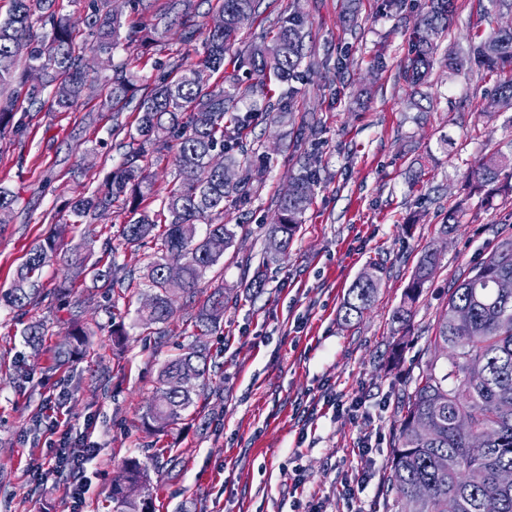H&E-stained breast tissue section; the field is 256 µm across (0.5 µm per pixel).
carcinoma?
Wrapping results in <instances>:
<instances>
[{"mask_svg":"<svg viewBox=\"0 0 512 512\" xmlns=\"http://www.w3.org/2000/svg\"><path fill=\"white\" fill-rule=\"evenodd\" d=\"M261 0H222L218 14L224 27L211 28L205 37V57L197 66L177 65L173 71L142 95L138 135L142 141L123 157L120 168L108 177L105 189L81 194L69 206L64 223L90 224L112 211L119 201L129 204L130 219L120 237L130 248L151 238L157 251L147 264L146 278L153 303L140 314L144 330L166 334L165 324L172 314L167 268L181 269L179 288L193 298L207 271L230 247L237 225L213 223L224 216V201L236 196L243 203L244 188L251 183V170L238 159L245 155L250 115L240 114V104L256 94H265L267 82L275 78L287 82L299 69L319 65L306 47L305 21L298 15L279 21L268 40L240 46L242 30L258 12ZM453 0H429L427 10L415 22L411 51L403 70L413 87L424 84L433 69L441 42L448 35ZM83 37L58 10L57 0H10L8 13L0 16V86L15 85L25 90L29 102L45 103L62 112L72 108L87 89L84 55L95 53L106 66L121 44L122 14L112 10L111 0H88ZM230 59L233 69L224 67ZM448 69L460 71L464 64L489 74L512 72V26L488 34H475L467 49L443 56ZM39 68L43 82L29 85V74ZM213 73L222 74L224 85L208 84ZM67 86L64 95H54L57 84ZM129 83L118 78L104 91L102 105L121 112L127 101ZM14 96L0 94V137L20 132L14 121ZM174 139L175 179L159 198L157 208L144 204L154 193L153 182L142 165L146 146L166 145ZM224 156V166L240 171L234 183L224 181V172L210 167L213 154ZM315 174L305 162L278 200V218L268 231V249L283 254L304 221L310 204ZM468 179L478 187L491 186L512 194V151L497 150L481 158ZM14 195L0 187V224L9 222ZM206 223L204 235L197 225ZM56 239L48 238L32 248L19 267L10 288L0 293V302L19 316L47 300L66 305L70 288L47 290L40 287L43 269L58 256ZM68 265L77 277H90L104 296L112 290V266L116 256L112 238L102 241L99 255L92 250L71 249ZM439 264L437 250L429 248L419 257L403 304L393 319L407 326L412 306L419 299ZM501 277L512 279V236L496 247L465 277L448 289V303L438 315L434 335L418 362L419 373L409 380L397 408L398 429L391 450L385 483L395 512H512V486L496 481L504 468L512 469V296L502 297L494 288ZM379 286L373 273L360 276L343 302V318L360 319L371 308ZM228 298L216 288L195 316L196 333L189 347L167 360L159 374L160 388L145 410L144 420L160 433L180 420L195 404V398L209 385L213 364L207 351L208 338L224 322ZM465 306L471 318L457 323L453 310ZM48 332L41 322L24 326L22 335L36 345ZM88 331L77 325L58 348L57 359L67 363L82 353ZM440 347L456 349V359L441 363L430 354ZM471 421L461 434L453 426L458 414ZM429 420L433 436L427 437L419 421ZM488 431L493 439L479 454L469 443ZM448 467H443V460ZM112 512H155L147 472L135 459L127 461L123 482L112 485Z\"/></svg>","mask_w":512,"mask_h":512,"instance_id":"1","label":"carcinoma"}]
</instances>
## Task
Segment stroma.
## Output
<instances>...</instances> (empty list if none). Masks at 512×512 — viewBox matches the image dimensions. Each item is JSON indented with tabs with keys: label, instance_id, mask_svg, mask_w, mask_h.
I'll return each instance as SVG.
<instances>
[{
	"label": "stroma",
	"instance_id": "stroma-1",
	"mask_svg": "<svg viewBox=\"0 0 512 512\" xmlns=\"http://www.w3.org/2000/svg\"><path fill=\"white\" fill-rule=\"evenodd\" d=\"M146 7L120 0L124 33L151 34L148 48L121 45L109 67L89 62L94 83L78 104L51 112L18 98L22 135L0 139V187L16 202L0 224V289L10 288L33 247L58 235L69 250L81 233H113L122 268L115 274L118 302L96 295L91 281L76 279L68 307L45 302L16 319L0 307V512H68L65 478L36 481L46 453L45 407L58 391L67 398L59 419L79 442L93 445L87 463L84 512H111L112 484L128 459L151 476L156 512H295L314 502L321 512H348L341 494L352 450L377 430L366 512H384L385 472L397 433V400L448 289L512 236V196L476 189L467 175L477 161L512 147V109H490L497 78L480 70L459 73L435 65L423 86L404 82L412 28L425 0H263L243 33L259 40L278 19L302 15L308 45L320 59L292 84L271 86L272 99L297 93L289 110L265 103L251 109L253 169L247 203L227 202L224 221L237 236L202 279L204 291L229 297L224 323L210 339L217 365L193 413L166 433L147 430L146 406L156 394L168 358L189 346L199 300L172 297L168 334L148 336L138 324L146 286H129L142 271L151 242L125 250L117 233L129 219L125 205L84 229L60 231L63 204L101 185L116 169L136 133L137 104L172 66L204 56V39L218 0H188L184 21L154 29L166 0ZM512 21V9L488 0H456L442 51L467 46L477 32ZM123 77L133 93L119 115L101 106L99 83ZM316 171L312 203L287 252L263 264L265 231L276 201L298 173L300 156ZM452 223L448 235L440 227ZM437 249L440 261L408 327L394 323L421 253ZM383 269L371 310L344 321L341 306L350 285L370 267ZM91 331L86 350L62 368L54 351L70 331L71 315ZM48 327L40 345L25 342L23 323ZM123 323L127 340L114 351L112 326ZM405 337L402 361L393 366V341ZM358 405L351 413L350 405ZM171 448L182 465L169 469L157 449Z\"/></svg>",
	"mask_w": 512,
	"mask_h": 512
}]
</instances>
